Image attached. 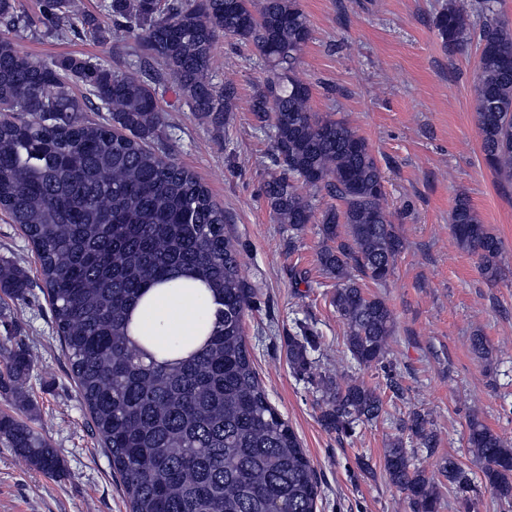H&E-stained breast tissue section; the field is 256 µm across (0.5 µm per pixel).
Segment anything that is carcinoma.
I'll return each instance as SVG.
<instances>
[{
  "label": "carcinoma",
  "instance_id": "obj_1",
  "mask_svg": "<svg viewBox=\"0 0 512 512\" xmlns=\"http://www.w3.org/2000/svg\"><path fill=\"white\" fill-rule=\"evenodd\" d=\"M106 8L115 26L144 31L131 71L75 55L35 60L0 36V211L34 247L79 397L130 512H316L314 471L295 431L268 401L246 344L249 289L224 209L170 158L156 87L169 76L219 131L235 87L214 82L216 40L234 38L264 57L270 76L251 101L272 138L275 172L264 196L275 221L297 233L313 218L304 189L324 190L338 202L321 216L317 262L336 280L331 302L346 326L345 346L363 367L385 363L395 334L393 312L366 281L386 282L403 249L381 170L345 121L311 111V87L296 75L311 38L300 0H108ZM43 14L59 39L81 30L105 38L99 19L79 12L75 0H45ZM1 23L14 29L30 20L18 0H0ZM434 26L445 47L462 49L474 32L465 0H447ZM478 41L484 161L511 183L512 23L485 21ZM91 96L110 118H86ZM450 223L487 283L497 284L501 239L464 197ZM180 278L208 287L213 326L187 356L177 347L175 358L159 361L130 336L131 313L151 287ZM28 282L24 269L0 263L1 294L22 301ZM9 340L15 346L0 344V394L16 413L0 414V438L34 470L61 477L57 450L22 419L31 407L24 385L33 360L20 339ZM313 343L308 331L288 343L294 368H311ZM319 384L325 429L347 434L379 418L382 402L365 382L324 375ZM407 429L420 447H434L424 414L413 412ZM467 446L493 494L512 504V448L474 415ZM384 471L411 512H436L437 486L413 467L402 439L386 449ZM441 475L461 491L469 483L452 457Z\"/></svg>",
  "mask_w": 512,
  "mask_h": 512
}]
</instances>
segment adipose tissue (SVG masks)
I'll return each mask as SVG.
<instances>
[{"label": "adipose tissue", "mask_w": 512, "mask_h": 512, "mask_svg": "<svg viewBox=\"0 0 512 512\" xmlns=\"http://www.w3.org/2000/svg\"><path fill=\"white\" fill-rule=\"evenodd\" d=\"M212 322L203 286L185 279L176 288L166 284L151 288L132 314L130 333L147 339L149 350L163 360L172 346L194 348Z\"/></svg>", "instance_id": "obj_1"}]
</instances>
